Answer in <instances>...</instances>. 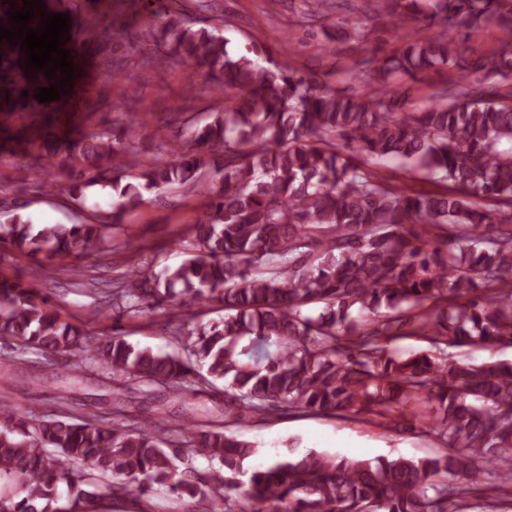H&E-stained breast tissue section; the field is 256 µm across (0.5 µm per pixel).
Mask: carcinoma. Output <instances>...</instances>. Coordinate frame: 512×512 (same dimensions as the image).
<instances>
[{
    "label": "carcinoma",
    "instance_id": "obj_1",
    "mask_svg": "<svg viewBox=\"0 0 512 512\" xmlns=\"http://www.w3.org/2000/svg\"><path fill=\"white\" fill-rule=\"evenodd\" d=\"M399 42L371 46L370 90L358 95L262 60L257 44L227 49L221 30L172 11L156 40L210 83L224 104L183 121L185 138L145 156L136 112L73 136L45 117L25 140L58 170L84 217L35 224L5 212L0 244L63 272L74 290L139 319L172 298L224 317L203 323L164 309L173 349L138 347L123 333L87 332L62 318L36 281L0 276V370L29 356L65 355L72 382L95 365L112 390L170 401L224 391V418L292 412L376 419L390 429L437 432L442 450L413 458L352 459L309 451L251 466L257 446L223 424L191 426L167 409L154 421L107 419L90 394L74 411L39 416L0 401V512H94L97 499H131L153 512L154 485L205 512H473L465 485L507 486L497 512H512V362L461 363L452 347L512 345V0H375ZM417 14L429 33L405 34ZM494 22L492 58H470L461 29ZM458 69L423 108L405 78ZM497 73L505 89L485 84ZM399 161L442 184L416 192L381 174ZM112 173V217L85 205L91 173ZM197 192L206 202L177 241L186 258L157 272L147 247L122 281L78 264L154 190ZM322 306L318 316L308 313ZM420 336L429 350L402 357L391 344ZM204 459L207 467L195 465ZM75 490L62 501L60 488Z\"/></svg>",
    "mask_w": 512,
    "mask_h": 512
}]
</instances>
